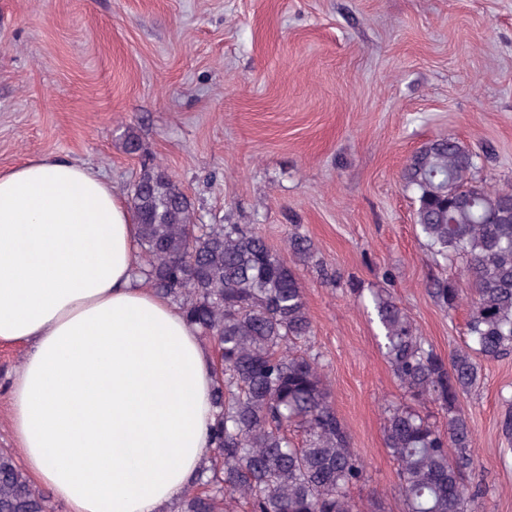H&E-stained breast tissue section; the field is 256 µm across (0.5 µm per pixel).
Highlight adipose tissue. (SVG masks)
<instances>
[{
    "label": "adipose tissue",
    "instance_id": "adipose-tissue-1",
    "mask_svg": "<svg viewBox=\"0 0 512 512\" xmlns=\"http://www.w3.org/2000/svg\"><path fill=\"white\" fill-rule=\"evenodd\" d=\"M124 197L66 160L0 172V344L32 477L68 512H164L211 454V356L141 287Z\"/></svg>",
    "mask_w": 512,
    "mask_h": 512
}]
</instances>
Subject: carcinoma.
<instances>
[{"instance_id":"carcinoma-1","label":"carcinoma","mask_w":512,"mask_h":512,"mask_svg":"<svg viewBox=\"0 0 512 512\" xmlns=\"http://www.w3.org/2000/svg\"><path fill=\"white\" fill-rule=\"evenodd\" d=\"M475 167L459 141L438 137L415 150L401 174L434 261H466L465 348L441 357L389 293L371 297L387 361L417 404L386 410V447L404 512H466L481 495L465 485L475 458L461 397L480 379L478 359L512 354V190L474 181ZM130 206L141 228L140 277L219 352L212 452L168 512H224L231 502L247 512H353L348 491L365 479V460L351 447L317 356L297 351L312 334L297 265L313 261L314 244L292 237L290 263L255 227L196 224L184 190L154 166L138 177ZM427 292L452 310L462 289L434 279ZM428 404L446 415V428L421 414ZM0 512H56L11 448H0Z\"/></svg>"}]
</instances>
